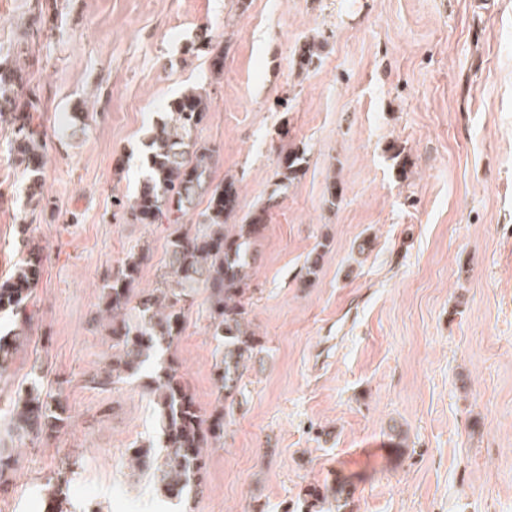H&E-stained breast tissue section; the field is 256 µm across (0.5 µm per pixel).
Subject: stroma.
<instances>
[{
  "label": "stroma",
  "mask_w": 512,
  "mask_h": 512,
  "mask_svg": "<svg viewBox=\"0 0 512 512\" xmlns=\"http://www.w3.org/2000/svg\"><path fill=\"white\" fill-rule=\"evenodd\" d=\"M35 5L0 0V60L25 65L49 134L35 204L0 127V277L18 224L44 253L0 411L38 364L70 424L14 449L0 512H44L57 471L66 512H311L308 488L341 484L340 512H512V0H43L45 35L22 53ZM313 36L324 49L305 71ZM188 86L208 97L198 137L219 150L214 181L239 180L241 213L276 204L249 314L266 348L206 451L203 494L184 505L125 457L155 435L139 380L102 392L90 379L112 358L104 279L145 250L152 288L166 262L173 224L127 223L113 201L136 193L149 131ZM74 112L88 130L63 137ZM291 141L308 147L306 174L278 193ZM320 242V272L304 280ZM204 308L196 298L173 353L208 412L218 353Z\"/></svg>",
  "instance_id": "obj_1"
}]
</instances>
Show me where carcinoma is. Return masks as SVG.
<instances>
[{"label": "carcinoma", "instance_id": "obj_1", "mask_svg": "<svg viewBox=\"0 0 512 512\" xmlns=\"http://www.w3.org/2000/svg\"><path fill=\"white\" fill-rule=\"evenodd\" d=\"M323 43L306 41L299 49V69L307 70L321 58ZM27 72L19 65L0 64V125L11 131L9 150L14 163L29 174L28 191L36 196L45 166L47 131L40 122L39 103L24 93ZM165 117L148 142L144 177L131 199L116 206L133 224H156L171 216L198 211L194 230H175L168 241V259L154 288L135 289L144 253L127 257L103 287L102 313L112 323V368L94 375L102 390L125 379L144 380L143 388L157 409L158 438L127 449L128 461L152 472L155 492L166 500L204 492L207 462L204 449L223 442L245 395L242 380L265 349V342L250 330L249 313L254 293L250 271L258 259L257 242L267 229L269 207L238 217L241 188L233 176L215 184L212 165L218 149L196 136L205 122L209 104L196 88L169 100ZM307 148L295 143L280 152L282 191L305 174ZM21 229L26 257L0 278V314L24 327L32 320L29 306L41 276V248ZM321 243L309 253L305 276L316 277L323 259ZM205 293L208 332L221 359L214 364V387L219 407L204 415L189 390L175 359H162L182 335L187 305ZM19 333L0 334V377L14 359ZM11 440L23 443L65 433L69 415L61 398L45 388L41 368L32 365L25 384L15 393L9 410Z\"/></svg>", "mask_w": 512, "mask_h": 512}]
</instances>
